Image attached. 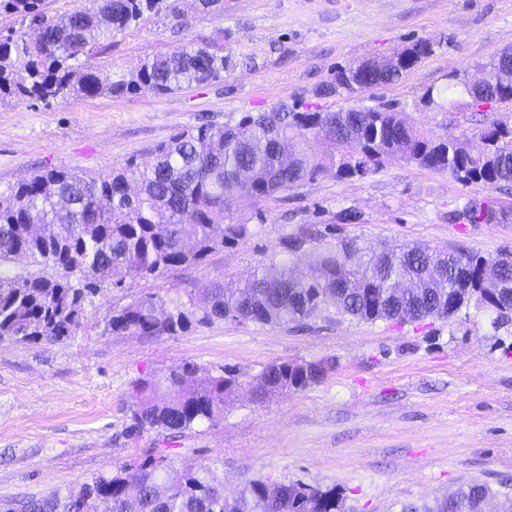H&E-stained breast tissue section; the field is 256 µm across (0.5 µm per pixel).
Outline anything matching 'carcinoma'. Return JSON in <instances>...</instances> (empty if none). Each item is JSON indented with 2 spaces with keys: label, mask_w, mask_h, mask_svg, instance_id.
<instances>
[{
  "label": "carcinoma",
  "mask_w": 512,
  "mask_h": 512,
  "mask_svg": "<svg viewBox=\"0 0 512 512\" xmlns=\"http://www.w3.org/2000/svg\"><path fill=\"white\" fill-rule=\"evenodd\" d=\"M164 0H93L92 6L58 10L48 0H0L18 26L0 29V97L47 104L79 98L121 97L138 92L168 94L193 84L224 80L228 57L193 44L146 59L106 77L84 68L80 58L103 53L112 39L136 26L145 13L165 9ZM434 43L420 39L406 48L410 62L378 71L352 64L320 89L335 97L398 80ZM512 99V73L485 97L472 96L481 111ZM484 150L471 153L450 135L434 139L390 107L322 112L282 104L269 112H244L235 123L183 131L154 149L143 166L133 161L98 175L49 169L0 191V341L63 340L83 320L85 302L104 289L126 287L129 275L154 277L200 266L216 250L252 235L247 223L226 224L236 196L266 201L312 180L328 168L342 179L363 178L384 159L446 171L466 182L512 186V127L492 121L481 131ZM311 139L326 143L314 154ZM471 224L503 222L485 206L464 212ZM288 258L257 268L235 288L219 284L195 301L145 294L112 311L114 335L177 336L195 323L286 325L318 316L333 304L361 321L396 324L448 319L471 301L502 322L512 320V255L497 257L501 288L482 285L487 260L463 252H431L421 246L382 251L364 260L353 239L336 251L318 253L306 280L296 275L293 244ZM267 365L260 393L304 389L323 378L325 366L292 370ZM241 381L231 371L198 374L191 364L133 384L134 427L181 433L224 419V408ZM492 489L473 482L441 501L434 512H484ZM334 488L303 482L247 481L236 497L207 469L180 470L161 457L101 473L74 492L41 499L0 502V512H342Z\"/></svg>",
  "instance_id": "cac0c4a2"
}]
</instances>
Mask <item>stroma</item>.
I'll return each instance as SVG.
<instances>
[{
	"instance_id": "stroma-1",
	"label": "stroma",
	"mask_w": 512,
	"mask_h": 512,
	"mask_svg": "<svg viewBox=\"0 0 512 512\" xmlns=\"http://www.w3.org/2000/svg\"><path fill=\"white\" fill-rule=\"evenodd\" d=\"M177 7L185 27L146 15L108 53L84 58L85 67L130 68L192 42L231 57L223 81L49 107L1 101L0 190L47 168L102 173L131 158L147 162L153 146L181 131L282 103L331 112L391 106L430 136L452 134L476 149L483 124L468 96L447 110L423 97L453 72L484 78V64L512 48V0H224L220 15L200 12L193 0ZM419 39L434 41L433 53L397 82L319 96L338 68L395 55ZM472 204L512 215V189L395 159L362 179L327 171L284 199L235 200L227 221L252 224V236L201 266L135 277L128 289L90 298L74 336L0 342V500L76 490L101 472L162 455L178 468L210 469L230 497L253 478L316 482L336 488L344 512H403L477 481L494 492L486 512H500L512 499V322L498 324L486 308L402 325L331 307L302 323L216 321L178 336L105 327L112 310L141 295L199 298L245 279L281 259L283 237L332 223L335 235L295 256L298 275L345 238L367 251L417 244L487 259L512 252V222L468 223L462 212ZM345 210L359 223L337 224ZM282 361L323 362L329 371L305 389L258 398V375ZM186 363L239 376L223 421L177 434L133 429V382Z\"/></svg>"
}]
</instances>
